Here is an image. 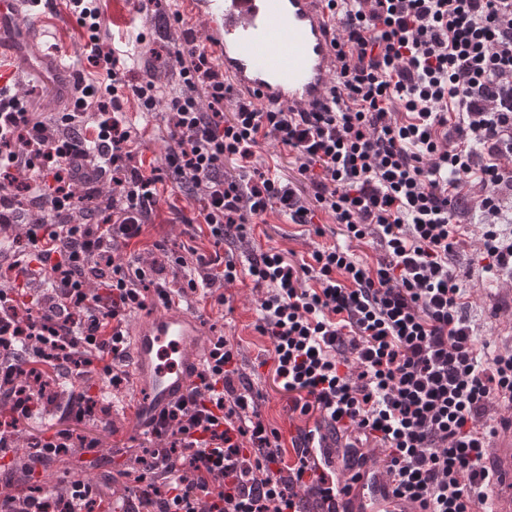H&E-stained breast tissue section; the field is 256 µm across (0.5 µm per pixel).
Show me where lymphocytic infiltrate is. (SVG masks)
I'll return each instance as SVG.
<instances>
[{
	"mask_svg": "<svg viewBox=\"0 0 512 512\" xmlns=\"http://www.w3.org/2000/svg\"><path fill=\"white\" fill-rule=\"evenodd\" d=\"M338 69L330 102L312 110L255 108L225 79L191 30L168 56L151 51L132 88L144 112L165 101L170 143L161 168L133 165L138 129L118 94L125 62L100 47V0H67L88 34L104 82L73 84L72 111L55 116L0 91V246L13 251L0 289V512H48L20 493L6 458L49 387L85 380L56 409L82 422L127 381L125 324L154 299L202 291L222 306L215 280L248 274L264 294L257 329L271 347L289 410L320 415L363 458L374 444L391 494L415 512H486L487 406L512 404V352L480 349L465 312L466 285L448 257L465 235L461 197L482 224L483 269L512 280V0H326ZM168 59L180 90L158 82ZM275 141L295 156V180L268 171L226 173ZM200 193L213 248L280 208L294 224L331 214L345 236L377 235L367 267L339 245L309 256L269 250L240 268L197 246L175 262L180 281H157L133 247L159 202L162 172ZM118 188L122 207L102 195ZM476 193L464 194L465 185ZM128 248L121 257L120 248ZM194 263H187V255ZM38 281L40 293L29 291ZM238 351L212 337L186 392L146 433L162 440L133 479L126 512H339L312 432L282 434L260 396L238 381ZM46 463L100 442L67 429L33 439Z\"/></svg>",
	"mask_w": 512,
	"mask_h": 512,
	"instance_id": "lymphocytic-infiltrate-1",
	"label": "lymphocytic infiltrate"
}]
</instances>
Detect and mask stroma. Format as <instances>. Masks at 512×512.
I'll return each mask as SVG.
<instances>
[{"label": "stroma", "mask_w": 512, "mask_h": 512, "mask_svg": "<svg viewBox=\"0 0 512 512\" xmlns=\"http://www.w3.org/2000/svg\"><path fill=\"white\" fill-rule=\"evenodd\" d=\"M54 22L39 27L14 28L8 34L19 55H26L30 48L50 58L63 57L70 72L80 73L84 79L94 78V67L88 60L87 39L75 18L70 16L64 0H55L49 12ZM191 29L196 39H203L205 26L192 17L175 21L167 12H160L154 20L140 23L139 29L145 36L144 43H132L128 49L127 66L121 76L118 93L122 98L125 112L137 123L142 157L148 162H159L168 146V134L163 115L156 114L142 118L138 101L131 92L132 85L139 82L142 72V53L149 48L166 44L168 38L177 37L181 29ZM12 91L39 101L43 111H68V101L60 92L56 76L46 67L33 68L19 65L8 82ZM161 202L152 215L141 243L136 250L144 260L158 258L153 247L154 241H165L169 250L181 251L188 240H195L202 249H209L210 243L199 225L182 224L181 216H196L200 201L188 197L172 183H165L160 192ZM320 223L324 236H316L306 226L289 223L287 216L279 210L267 212L263 220L253 224L245 241L233 246L232 251L239 263H246L251 255L269 250H294L304 255L325 244H338L349 248L356 259L363 264L375 265L384 249L378 240L367 238L361 241L348 240L340 234L332 217L321 215ZM481 226L469 224L468 237L464 245L457 248L452 262L462 280L471 289L467 301L466 314L478 327L481 342L491 347L512 348V284L487 279L476 260L480 248ZM223 292L229 300L227 307L219 308L209 304L206 298L187 293L179 306L188 312L205 319L207 336H224L238 349V367L244 377L251 380L255 389L260 390L264 399L261 413L272 427L286 429L289 421L304 425V418H291L288 411V395L273 380L270 368L261 366L260 360L269 349L270 342L257 328V317L261 291L254 288L250 280H242L224 286ZM131 385H123L112 398L110 420L111 429L85 421L63 424L56 422V429L70 428L74 433L100 438L101 448L97 453L72 452L64 462L55 464L54 472L60 479V489H67L71 479L90 477L99 484L111 485L116 489L112 499V512H122L123 499L128 491L134 490V482L123 477L130 457L150 447V440L131 423Z\"/></svg>", "instance_id": "1"}]
</instances>
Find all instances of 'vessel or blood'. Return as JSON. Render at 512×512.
I'll return each instance as SVG.
<instances>
[{
  "mask_svg": "<svg viewBox=\"0 0 512 512\" xmlns=\"http://www.w3.org/2000/svg\"><path fill=\"white\" fill-rule=\"evenodd\" d=\"M23 0H0V18L40 21ZM188 14L207 24L206 44L218 56L234 89L260 107L309 109L325 102L338 66L324 0H184ZM205 334L202 319L178 308L157 307L132 332L133 422L168 407L185 391ZM179 355L175 369L159 368L162 342ZM492 512H512V425L500 427L492 450ZM344 512H401L392 482L371 463L345 478Z\"/></svg>",
  "mask_w": 512,
  "mask_h": 512,
  "instance_id": "vessel-or-blood-1",
  "label": "vessel or blood"
}]
</instances>
